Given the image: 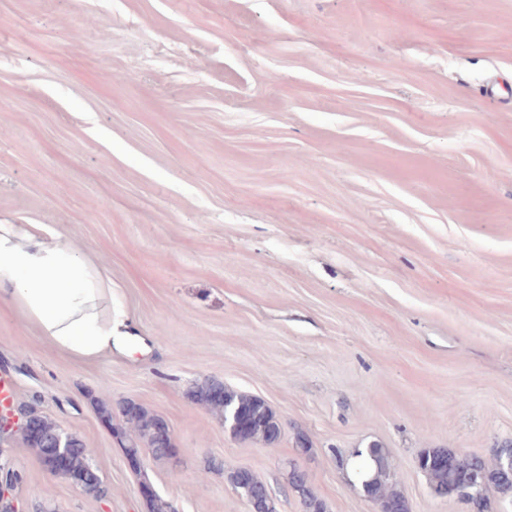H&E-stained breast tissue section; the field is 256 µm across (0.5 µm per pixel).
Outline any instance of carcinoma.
Wrapping results in <instances>:
<instances>
[{"instance_id":"cac0c4a2","label":"carcinoma","mask_w":512,"mask_h":512,"mask_svg":"<svg viewBox=\"0 0 512 512\" xmlns=\"http://www.w3.org/2000/svg\"><path fill=\"white\" fill-rule=\"evenodd\" d=\"M194 400L225 420L237 417L238 428L233 438L243 443H276L281 436V425L273 411L261 399L236 393L221 381L208 382L194 391ZM34 429L20 428L10 433L18 435L24 445L36 456L43 468L52 476L68 481L84 494L100 498L105 495L102 480L90 461L83 442L62 430L55 422L38 410L21 406ZM123 425L114 428L124 440L127 458L136 461L141 450L150 449L156 460L173 454L171 430L167 421L153 414L142 405L127 401L121 407ZM448 454L446 448H428L419 455V466L426 475L430 487L441 494L459 489L460 477L470 472H482L488 478L483 495L476 502L474 512H491L490 491L503 496L512 493V476L498 467L499 451H491V460L479 455L457 453L452 465L440 466L437 461ZM358 462L359 487L381 512H411L409 502L393 480L394 466L378 445L355 451L352 456ZM227 478L233 486L246 480L252 491L251 509L255 512H275L274 502L267 485L253 472L234 469ZM289 484L302 498L305 512H326L325 503L307 484L305 474L297 467L289 472ZM144 498L148 512H174L169 501L158 495L151 486L145 487Z\"/></svg>"}]
</instances>
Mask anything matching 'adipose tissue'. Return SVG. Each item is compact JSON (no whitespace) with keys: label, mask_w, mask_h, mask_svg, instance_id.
Here are the masks:
<instances>
[{"label":"adipose tissue","mask_w":512,"mask_h":512,"mask_svg":"<svg viewBox=\"0 0 512 512\" xmlns=\"http://www.w3.org/2000/svg\"><path fill=\"white\" fill-rule=\"evenodd\" d=\"M0 302L79 359L111 354L131 335L113 322L112 285L100 270L35 224H0Z\"/></svg>","instance_id":"obj_1"}]
</instances>
